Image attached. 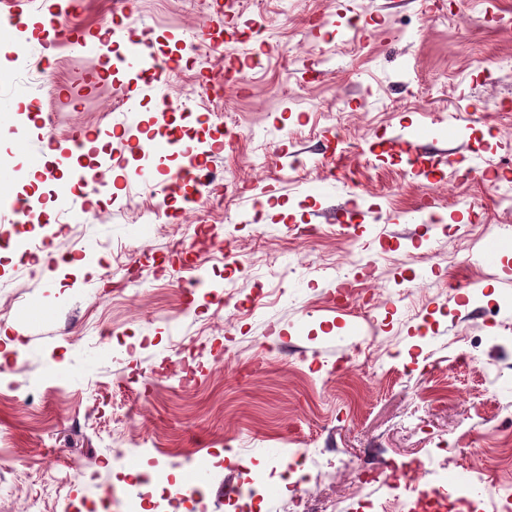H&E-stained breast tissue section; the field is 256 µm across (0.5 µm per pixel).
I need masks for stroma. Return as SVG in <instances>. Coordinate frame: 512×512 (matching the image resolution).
<instances>
[{
  "instance_id": "obj_1",
  "label": "stroma",
  "mask_w": 512,
  "mask_h": 512,
  "mask_svg": "<svg viewBox=\"0 0 512 512\" xmlns=\"http://www.w3.org/2000/svg\"><path fill=\"white\" fill-rule=\"evenodd\" d=\"M130 0L115 48L146 34L157 54L188 42L191 67L160 87L121 72L139 125L163 95L188 145L211 155L221 207L193 220L161 211L165 175L69 196L31 224L30 256L0 251V512H74L105 497L122 512L129 484L156 459L200 488L206 512H294L280 475L308 458L309 489L345 512H382L373 468L421 465L423 481L454 483L484 468L479 512H502L512 461L496 448L512 427V206L486 183L444 194L430 210V169L388 148L408 125L455 140L463 166L493 171L512 155V29L502 0ZM0 193L54 200L31 184L42 135L121 120L97 53L64 45L43 79L40 47L0 27ZM260 66L221 98L190 95L227 59ZM232 133L212 149V135ZM303 152L293 166L287 148ZM336 187L325 190V177ZM347 211L337 223V211ZM317 227L315 238L297 226ZM111 266L64 265L88 241ZM203 264L205 284L188 283ZM134 272L137 297L120 293ZM346 282V299L336 286ZM199 339L184 381L183 343ZM22 340L23 349H8ZM475 354L487 373L464 360ZM63 485H56V478ZM263 486L256 504L238 494Z\"/></svg>"
}]
</instances>
